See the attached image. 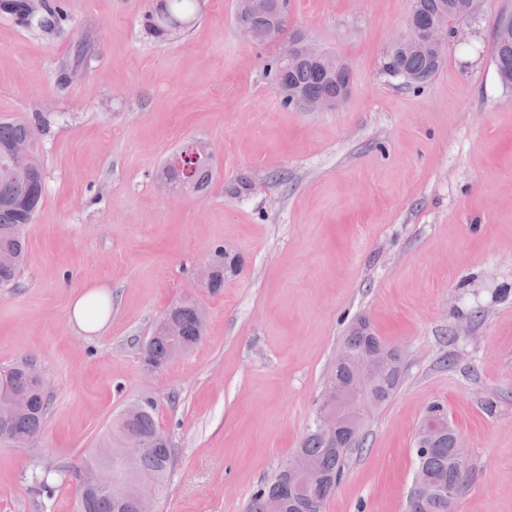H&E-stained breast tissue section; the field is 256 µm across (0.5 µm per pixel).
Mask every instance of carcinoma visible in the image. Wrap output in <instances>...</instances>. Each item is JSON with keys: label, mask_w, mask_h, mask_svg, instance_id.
<instances>
[{"label": "carcinoma", "mask_w": 512, "mask_h": 512, "mask_svg": "<svg viewBox=\"0 0 512 512\" xmlns=\"http://www.w3.org/2000/svg\"><path fill=\"white\" fill-rule=\"evenodd\" d=\"M200 2L152 0V6L144 14V24L152 35L160 39L169 28L187 30L199 15ZM468 2L470 0H411L409 13L437 11L442 19L453 23L463 19L468 12ZM28 6L34 8L45 29L57 28L67 21V11L60 0H0V13L16 19ZM250 18L261 33L273 22L272 13L260 0L252 2ZM441 64L440 59L433 60L421 52L409 51L401 56L390 54L387 70L399 65L410 75L412 83L423 84L437 73ZM495 66L502 74L501 83L512 88V44L496 55ZM336 91V83L323 78L312 61L302 60L295 65L288 93H282L280 97L284 104L291 106L298 104L297 96L334 95ZM30 125L31 122L25 120L0 122V288L14 286L26 261L24 228L32 223L45 192L42 186L44 171L38 154L33 151L25 159H18L13 154V148L27 138ZM194 170L193 180L185 185L181 184L178 171L170 165L163 167L160 179L168 185L181 187L185 194L201 197L213 177V158L202 157L194 161ZM216 266L214 291L224 287V280L238 274L240 261L237 256L225 252ZM164 316L178 325L179 335L173 339L155 330L144 346L148 360L162 369L173 361L172 350L175 347H180L186 354L202 341L206 322L203 307L191 296L169 305ZM371 335L373 331L369 323L360 319L344 337L342 347L356 355L367 347ZM25 370L24 364L0 370V433L7 432V437L0 436V444L23 445L41 431L48 408L46 390L30 387ZM400 378L399 369L381 373L371 394L372 410H379L389 403ZM17 391L29 393L30 408H14L12 396ZM155 414L156 404L149 397L131 403L101 436L98 447L86 449L79 465L63 475V481H71L76 486L77 512H139V502L147 494L159 498L173 467V449L168 436L159 428ZM129 431L141 435L147 447L133 465L128 496L116 501L107 488L114 477L112 462L104 461L99 449L110 448L112 457L120 456ZM452 434L450 429L438 440L440 450L436 452L415 449L416 471L445 485L444 496L426 500L420 512H448V499L458 496L459 466L451 450ZM350 453L349 449L336 447V435L322 423H313L299 448L281 464L270 482L252 496L246 512H260L264 498L280 483L295 485L302 459L315 464L317 477L310 479L303 489L293 490L284 512H326L328 500L344 477Z\"/></svg>", "instance_id": "carcinoma-1"}]
</instances>
